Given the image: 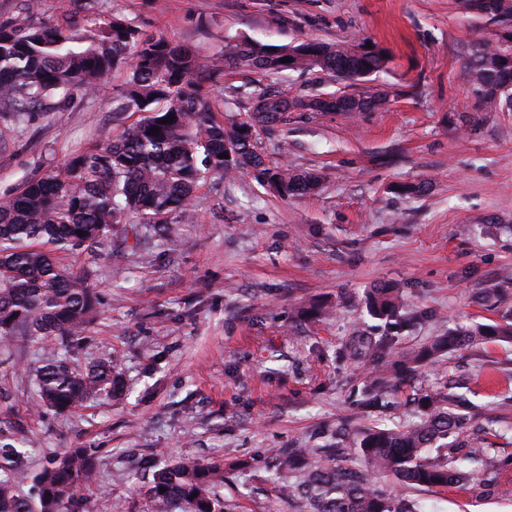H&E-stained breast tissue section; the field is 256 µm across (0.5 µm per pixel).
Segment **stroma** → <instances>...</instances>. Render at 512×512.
<instances>
[{
    "label": "stroma",
    "mask_w": 512,
    "mask_h": 512,
    "mask_svg": "<svg viewBox=\"0 0 512 512\" xmlns=\"http://www.w3.org/2000/svg\"><path fill=\"white\" fill-rule=\"evenodd\" d=\"M142 32L195 47L203 63L249 39L370 42L383 71L361 81L289 71L273 81L228 70L204 82L218 121L248 104L240 89L293 95L381 92L378 108L292 112L261 133L266 163L315 170L319 189L283 198L251 174L201 179L185 218L158 230L129 224L92 250L57 252L85 278L97 304L84 336L0 342V438L17 452L0 475L21 472L15 492L39 508L36 479L70 448L90 449L96 486L75 512H153L151 463L183 457L224 466L212 492L224 512H308L283 499L279 464L291 448H332L343 427L395 428L412 420L414 391L450 385L471 431L512 452V342L477 343L425 368L414 386L377 407L362 401L369 361L345 355L354 329L410 350L476 324L512 322V306L484 302L512 277V112H478L464 65L493 27L461 0H98ZM111 72L103 90L37 104L15 125L0 112V202L72 153L118 138L138 120L114 116ZM399 184L416 193L396 194ZM401 288L400 320L372 318L364 296ZM85 369L117 359L121 396L99 395L70 414L39 408L35 369L52 356ZM484 497L462 488H412L391 477L384 493L419 512H512V470Z\"/></svg>",
    "instance_id": "stroma-1"
}]
</instances>
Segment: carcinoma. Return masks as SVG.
Masks as SVG:
<instances>
[{
  "mask_svg": "<svg viewBox=\"0 0 512 512\" xmlns=\"http://www.w3.org/2000/svg\"><path fill=\"white\" fill-rule=\"evenodd\" d=\"M465 9L495 25L491 39H481L465 66L466 78L482 112L512 111V45L499 32H512V0H462ZM284 57L291 61L283 63ZM385 52L352 41L305 40L267 50L242 40L224 54V63L205 68L190 46L146 36L131 22L92 11L81 0H63L51 24L19 27L0 22V110L18 115L42 98L61 93L69 100L102 87L113 70L127 72L124 85L112 95L114 117L138 112L119 140L92 151L73 154L64 168L34 178L0 205V339L82 336L95 309L96 296L86 281L61 267L51 251L83 250L103 242L107 234L135 215L141 224H169L187 212L197 182L207 174L219 177L252 173L282 197H302L316 191L321 177L295 171L286 164L271 166L256 145L261 132L288 121L296 111L334 112L322 105V95L290 97L263 89L230 128L216 121L202 94L203 74L223 67L267 78L286 71L318 70L338 81H358L383 70ZM343 102L341 111L368 112L382 103L378 94L330 95ZM175 115L164 124L160 120ZM154 127L159 131L152 134ZM231 161L219 158L226 150ZM84 235H79L78 231ZM367 308L379 320L401 316L398 289L386 285L367 295ZM512 340V324H480L458 335L436 336L419 347L399 352L389 336L349 337L350 356L368 357L378 369L365 382L367 407H375L393 391L395 382L412 379L424 365H434L453 349L479 341ZM40 405L72 412L91 397H117L123 382L114 361H101L79 371L63 359L42 366L38 375ZM419 419L393 429H367L349 435L348 442L364 462L355 469L320 463L321 448H292L281 475L288 493V468L296 459L312 460L305 482L310 512H417L399 496L373 487L379 475L391 474L401 484L446 488L471 484L481 493L498 487L493 475L512 469V455L501 457L475 438L457 465L449 438L466 428L456 396L439 390L418 398ZM15 473L0 478V512H31L19 497ZM224 480V470L192 458L158 468L149 495L154 512H170L179 503L184 512H223L212 494ZM42 512H67L77 487L95 486L96 472L84 448H73L52 461L40 475ZM165 492H160V489Z\"/></svg>",
  "mask_w": 512,
  "mask_h": 512,
  "instance_id": "1",
  "label": "carcinoma"
}]
</instances>
